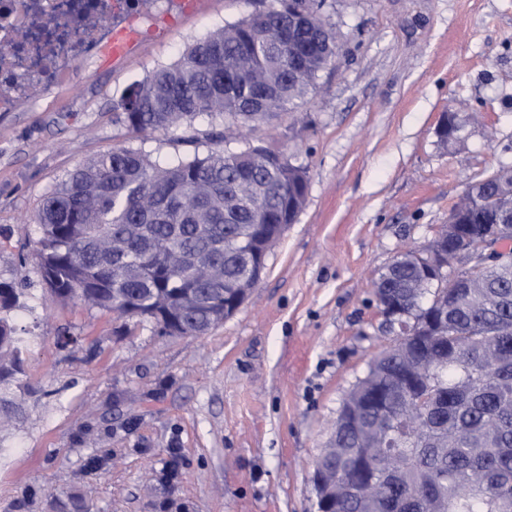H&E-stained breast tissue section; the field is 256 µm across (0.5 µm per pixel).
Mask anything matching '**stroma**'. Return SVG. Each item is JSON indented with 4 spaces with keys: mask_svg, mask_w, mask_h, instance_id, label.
<instances>
[{
    "mask_svg": "<svg viewBox=\"0 0 512 512\" xmlns=\"http://www.w3.org/2000/svg\"><path fill=\"white\" fill-rule=\"evenodd\" d=\"M154 0L138 50L92 62L44 100L0 112V282L34 392L0 422V512H317L312 473L336 412L395 337L378 274L447 223L473 181L512 165V0H327L339 39L308 99L252 132L308 169L297 221L240 309L203 336H162L47 291L32 221L44 193L122 146L169 163L205 156L179 132L114 123L134 81L254 9ZM459 138L441 142L447 117ZM74 344H67V337Z\"/></svg>",
    "mask_w": 512,
    "mask_h": 512,
    "instance_id": "1",
    "label": "stroma"
}]
</instances>
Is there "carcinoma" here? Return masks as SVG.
<instances>
[{
  "instance_id": "obj_1",
  "label": "carcinoma",
  "mask_w": 512,
  "mask_h": 512,
  "mask_svg": "<svg viewBox=\"0 0 512 512\" xmlns=\"http://www.w3.org/2000/svg\"><path fill=\"white\" fill-rule=\"evenodd\" d=\"M305 15L291 38L288 0H255V10L189 45L178 60L130 85L114 106L128 133L169 134L197 140L192 121L211 119L205 157L170 166L140 149L119 147L67 173L42 199L35 215L41 236L36 259L47 290L62 304L80 301L121 317L165 325L180 336H200L224 321V290L252 279L246 243L261 224L280 223V179L306 169L288 157L281 171L258 157L224 149L230 127L253 129L304 100L318 74L336 57L325 28V0H301ZM124 248L112 252V237ZM207 255L224 279L193 277L171 257ZM423 252H400L381 272L376 290L402 291L422 280ZM482 287L448 314L452 330L423 343L398 339L373 357L367 374L393 414L413 415L415 427L392 446L391 418L370 405L359 430L334 432L317 465L340 473L348 492L335 512H512V261L490 260ZM439 288L424 285L408 314L425 319ZM20 293L0 283V418L19 416L30 384L20 378L24 341L5 313ZM422 363V380L408 396L392 377L405 363ZM386 457L394 471L366 499L360 483L375 477Z\"/></svg>"
}]
</instances>
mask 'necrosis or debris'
Listing matches in <instances>:
<instances>
[{
    "mask_svg": "<svg viewBox=\"0 0 512 512\" xmlns=\"http://www.w3.org/2000/svg\"><path fill=\"white\" fill-rule=\"evenodd\" d=\"M127 0H0V112L89 61Z\"/></svg>",
    "mask_w": 512,
    "mask_h": 512,
    "instance_id": "1",
    "label": "necrosis or debris"
}]
</instances>
